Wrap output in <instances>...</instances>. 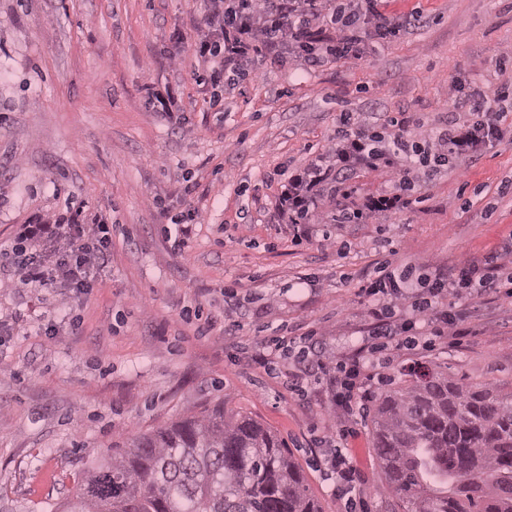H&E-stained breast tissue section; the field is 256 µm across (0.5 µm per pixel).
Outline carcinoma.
<instances>
[{"instance_id":"cac0c4a2","label":"carcinoma","mask_w":512,"mask_h":512,"mask_svg":"<svg viewBox=\"0 0 512 512\" xmlns=\"http://www.w3.org/2000/svg\"><path fill=\"white\" fill-rule=\"evenodd\" d=\"M381 393L373 440L407 512H512V394L410 368ZM62 512H322L284 443L224 408L129 440Z\"/></svg>"}]
</instances>
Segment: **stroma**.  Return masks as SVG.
Returning <instances> with one entry per match:
<instances>
[{"instance_id": "obj_1", "label": "stroma", "mask_w": 512, "mask_h": 512, "mask_svg": "<svg viewBox=\"0 0 512 512\" xmlns=\"http://www.w3.org/2000/svg\"><path fill=\"white\" fill-rule=\"evenodd\" d=\"M416 7L424 24L394 42L367 36L363 59L270 68L222 85L215 106L189 44L170 39L195 32L200 0H0V312L22 320L0 335L1 503L55 512L127 438L220 405L275 433L323 512H339L320 442L336 430L330 394L298 395L291 359L254 357L271 337L307 332L328 361L354 353L373 323L357 291L381 264L423 277L511 250L512 193L500 187L512 180V135L434 175L425 201L373 224L313 225L298 246L254 188L326 145L341 112L376 125L414 112L434 126L457 97L512 80V68L495 71L512 48V0L380 5ZM150 85L172 90L173 117L148 107ZM68 200L111 225L112 249L64 305L60 291L18 285L11 248ZM178 214L193 221L184 246L166 233ZM304 277L311 288L295 291ZM457 306L461 335L395 351L371 374L396 382L422 365L512 393V297ZM382 390L363 398L345 444L366 512H405L373 448Z\"/></svg>"}]
</instances>
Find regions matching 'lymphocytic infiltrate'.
Returning <instances> with one entry per match:
<instances>
[{"instance_id": "1", "label": "lymphocytic infiltrate", "mask_w": 512, "mask_h": 512, "mask_svg": "<svg viewBox=\"0 0 512 512\" xmlns=\"http://www.w3.org/2000/svg\"><path fill=\"white\" fill-rule=\"evenodd\" d=\"M379 0H204L202 22L206 27L195 40L175 31L177 43H191L198 61L210 69L212 83L224 74L239 78L258 76L270 65L295 60L312 69L330 62L362 59V32L373 25L383 40L400 39L423 21L422 12L389 17ZM512 99V83H501L493 93L476 92L455 100V114L442 126L425 125L415 114L404 112L384 125L365 123L354 113L336 118V134L316 150L305 164L275 168L262 181L269 189L273 215L282 224H370L380 215L409 208L412 192L428 184L433 173L450 163L473 158L503 138ZM380 172L389 178L381 189L353 206L326 211L325 200L350 198L354 180ZM28 253L21 259L19 281L34 288L83 289L91 265L104 263L112 244L107 225L84 222L80 212L59 216L50 236L36 229L20 235ZM498 255L484 264L461 263L449 272L417 280L395 275L380 266L375 277L359 289L368 301L374 323L362 354L327 366L309 357L306 336L272 338L271 350L296 351L293 390L302 392L325 381L337 408L338 436H345L346 417L356 413V395L371 377L367 360H379L404 347L431 348L436 339L452 336L460 312L448 308L447 299L471 300L506 285L499 278ZM324 474L332 480L342 512H357L363 502V478L347 448L333 445L324 459Z\"/></svg>"}]
</instances>
